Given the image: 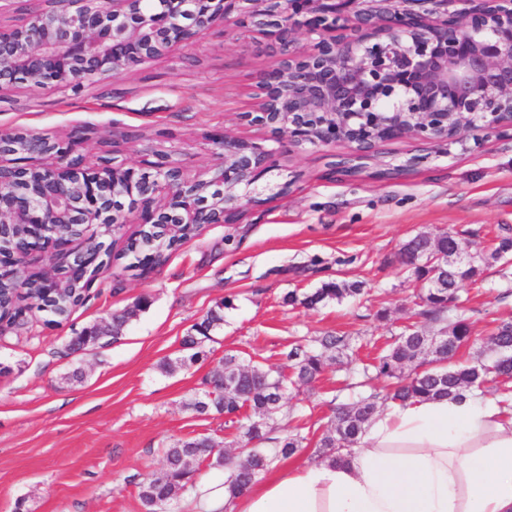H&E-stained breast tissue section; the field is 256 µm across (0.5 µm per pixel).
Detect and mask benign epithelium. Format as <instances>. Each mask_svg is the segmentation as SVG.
<instances>
[{"mask_svg": "<svg viewBox=\"0 0 512 512\" xmlns=\"http://www.w3.org/2000/svg\"><path fill=\"white\" fill-rule=\"evenodd\" d=\"M19 24L0 27V91L31 83L76 88L185 46L213 27H259L281 49L256 86L251 124L288 133L290 144H345L358 160L384 142L441 144L467 133L512 131V0H477L434 18L417 0H36ZM304 34L310 48L291 51ZM224 162L188 178L167 154L138 167L88 163L71 144L38 133H0V274L18 256L49 262L75 237L51 228L81 224L97 238L135 209L157 224H232L255 199L271 151L226 133ZM29 154L49 165L18 168ZM26 231L23 252L6 242ZM65 267L39 274L42 296L69 284Z\"/></svg>", "mask_w": 512, "mask_h": 512, "instance_id": "7a95c632", "label": "benign epithelium"}]
</instances>
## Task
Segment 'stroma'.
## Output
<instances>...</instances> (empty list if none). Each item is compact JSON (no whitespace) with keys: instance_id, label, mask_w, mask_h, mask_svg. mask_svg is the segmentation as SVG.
Listing matches in <instances>:
<instances>
[{"instance_id":"stroma-1","label":"stroma","mask_w":512,"mask_h":512,"mask_svg":"<svg viewBox=\"0 0 512 512\" xmlns=\"http://www.w3.org/2000/svg\"><path fill=\"white\" fill-rule=\"evenodd\" d=\"M276 55L258 33L218 27L168 56L80 89L24 85L0 92V132L27 129L74 140L88 161L112 157L134 166L171 153L188 175L223 162L211 137L224 132L274 150L265 183L286 192L246 207L234 224H212L143 271L120 254L89 296L60 325L33 310L0 337V512H145L139 484L160 472L178 439L208 436L240 445L239 424L197 414L189 402L227 354L284 369L295 343L347 336L346 356L327 361L311 385L292 386L277 421L301 448L285 466L312 461L336 404L382 391L363 363L379 356L414 320L420 289L397 262L401 245L452 232L469 252L512 229V132L466 135L436 146L402 139L380 144L356 175L337 172L343 145L289 148L287 134L246 125L252 88ZM358 282L363 294L309 310L288 304L327 281ZM473 340L466 361L486 346L497 323L512 319V275L484 267L464 284ZM140 316L117 341L70 353L83 328L137 300ZM224 305V322L196 364L163 370L184 354L182 340Z\"/></svg>"}]
</instances>
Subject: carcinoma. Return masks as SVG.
I'll return each mask as SVG.
<instances>
[{
	"label": "carcinoma",
	"mask_w": 512,
	"mask_h": 512,
	"mask_svg": "<svg viewBox=\"0 0 512 512\" xmlns=\"http://www.w3.org/2000/svg\"><path fill=\"white\" fill-rule=\"evenodd\" d=\"M194 235V230L181 227L171 236H163L156 231L146 230L144 239L152 243L156 262L163 263L166 253L179 242ZM457 239L432 238L418 234L409 239L400 249L401 265L411 273L416 281L425 284L417 295L415 315L426 320L436 332H447L448 342L441 343L434 352L428 351L425 344L426 328L413 324L396 337L385 353L363 368L364 374L387 382L388 391L380 395L372 393L357 401L336 407L333 424L319 440V457H336L351 447L364 433L380 406L387 403H404L413 399H459L472 389L480 388L489 380L499 379L503 383L512 380V333L504 332L512 321H502L494 329L487 342L486 352L468 363L456 360L459 351L469 346L472 329L462 307L460 285L475 283L483 272L482 266L501 264L506 268L512 265V237H502L489 250L469 256L465 262L458 261L454 243ZM427 254H441L444 263L429 265L424 262ZM22 289L23 297L30 300L39 298V281L32 275L26 276L21 285L10 281L0 282V296L10 300L17 289ZM359 283L329 281L315 291L298 299L296 293L288 294L286 302H296L307 308H316L332 302H341L347 297L361 294ZM86 298L81 285H73L55 296L46 306L34 307L47 314L46 322L68 318L73 307ZM225 304L207 312L200 323V333L184 337L183 347L190 354L180 359V364L194 363L200 357L199 348L210 339L211 332L224 323L222 310ZM145 305L137 301L119 314L112 316V339L121 336L123 328L140 312ZM318 349H309L301 344H293L284 354L294 377L301 384L315 381L324 370L326 354L342 356L349 349L345 336L327 333L316 339ZM220 373L235 379L231 390L224 393V405H216L211 410L224 416L240 417L241 411L248 409L253 420L242 426L243 445L236 454L212 451L216 443L209 437H195L178 440L165 452L166 464L158 475L152 474L141 482L139 492L144 508L155 499L167 498L173 491L182 490L192 483L196 469L187 468L182 458L193 456L197 463L207 462L229 471L231 493L240 494L255 484L280 458H287L301 447L302 438L298 435H284L279 438L268 436L270 424L275 422L282 408V400L288 390V376L274 375L269 370L247 362L235 355H225L220 361ZM263 420L255 425V419ZM266 442L274 443L270 448L262 447Z\"/></svg>",
	"instance_id": "obj_1"
}]
</instances>
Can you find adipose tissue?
Segmentation results:
<instances>
[{
	"mask_svg": "<svg viewBox=\"0 0 512 512\" xmlns=\"http://www.w3.org/2000/svg\"><path fill=\"white\" fill-rule=\"evenodd\" d=\"M193 501L196 512H512V399L392 404L343 459L281 469L235 496L204 484Z\"/></svg>",
	"mask_w": 512,
	"mask_h": 512,
	"instance_id": "adipose-tissue-1",
	"label": "adipose tissue"
}]
</instances>
